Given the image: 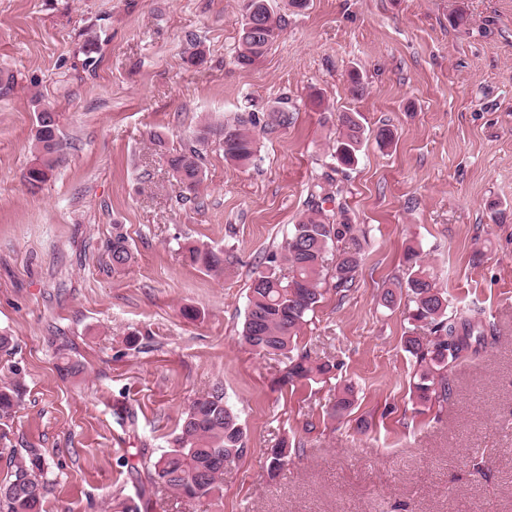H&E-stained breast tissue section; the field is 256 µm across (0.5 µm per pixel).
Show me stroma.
<instances>
[{
  "instance_id": "stroma-1",
  "label": "stroma",
  "mask_w": 512,
  "mask_h": 512,
  "mask_svg": "<svg viewBox=\"0 0 512 512\" xmlns=\"http://www.w3.org/2000/svg\"><path fill=\"white\" fill-rule=\"evenodd\" d=\"M241 6L0 0V70L17 80L0 98V329L16 338L0 381L18 372L26 385L10 447L48 459L46 512L124 500L214 512L148 486L141 456L166 449L185 408L220 384L247 446L224 468L223 512H512V0H309L248 68L235 62ZM192 38L198 67L184 61ZM35 93L59 116L60 144L33 191L22 174ZM283 96L293 120L258 136L255 166L209 145L198 198L181 200L166 153L203 122ZM339 112L365 118L346 169L331 157ZM382 126L390 145L375 139ZM328 176L339 192L323 209L364 231L363 261L347 297L324 284L297 340L334 363L332 379L281 388L284 357L239 339L248 285ZM118 231L135 256L120 272L106 252ZM188 242L224 248V275L186 263ZM410 246L453 307L482 309L496 329L452 369L441 411L415 405L403 350L428 330L409 320L408 298L380 304ZM61 345L79 377H59ZM345 385L354 409L331 421ZM284 439L304 451L275 475L269 453Z\"/></svg>"
}]
</instances>
